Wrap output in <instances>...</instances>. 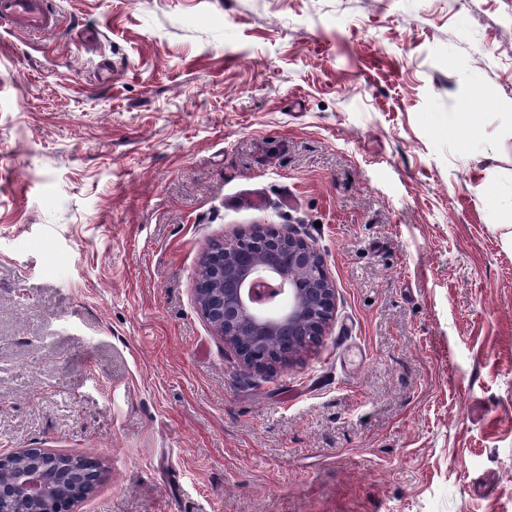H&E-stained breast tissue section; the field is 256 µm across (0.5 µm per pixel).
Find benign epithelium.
Returning <instances> with one entry per match:
<instances>
[{"instance_id":"1","label":"benign epithelium","mask_w":512,"mask_h":512,"mask_svg":"<svg viewBox=\"0 0 512 512\" xmlns=\"http://www.w3.org/2000/svg\"><path fill=\"white\" fill-rule=\"evenodd\" d=\"M199 308L249 369L265 371L280 345L324 336L336 288L317 249L290 229L257 224L207 251L194 288ZM46 448L0 454V512H73L89 476L47 461Z\"/></svg>"}]
</instances>
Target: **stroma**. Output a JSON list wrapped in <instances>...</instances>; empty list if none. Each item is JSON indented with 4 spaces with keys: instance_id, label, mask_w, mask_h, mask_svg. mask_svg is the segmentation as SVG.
Wrapping results in <instances>:
<instances>
[{
    "instance_id": "obj_1",
    "label": "stroma",
    "mask_w": 512,
    "mask_h": 512,
    "mask_svg": "<svg viewBox=\"0 0 512 512\" xmlns=\"http://www.w3.org/2000/svg\"><path fill=\"white\" fill-rule=\"evenodd\" d=\"M0 30V452L75 512H512V0H56ZM288 227L320 342L245 369L194 281ZM58 26L52 0H0V27L12 33L46 35Z\"/></svg>"
}]
</instances>
